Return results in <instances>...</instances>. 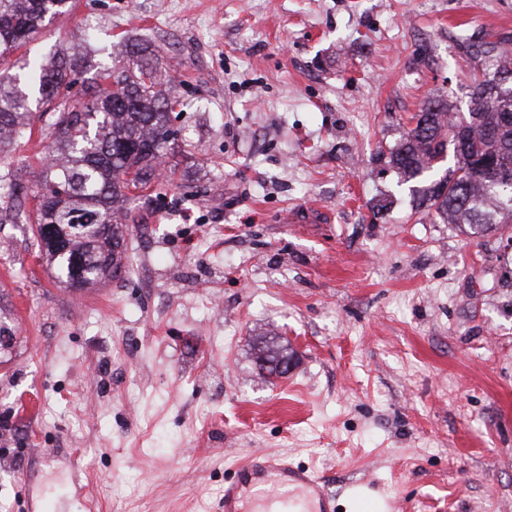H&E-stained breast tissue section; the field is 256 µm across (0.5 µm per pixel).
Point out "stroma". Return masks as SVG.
I'll return each mask as SVG.
<instances>
[{"label": "stroma", "mask_w": 512, "mask_h": 512, "mask_svg": "<svg viewBox=\"0 0 512 512\" xmlns=\"http://www.w3.org/2000/svg\"><path fill=\"white\" fill-rule=\"evenodd\" d=\"M151 46L185 106L129 201L132 269L60 286L0 212V512H219L255 451L335 512H512V227L462 234L382 161L425 102L468 112L512 0H75L19 55ZM0 158L33 188L51 140ZM287 342V375L255 338Z\"/></svg>", "instance_id": "obj_1"}]
</instances>
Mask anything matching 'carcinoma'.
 Listing matches in <instances>:
<instances>
[{
    "instance_id": "cac0c4a2",
    "label": "carcinoma",
    "mask_w": 512,
    "mask_h": 512,
    "mask_svg": "<svg viewBox=\"0 0 512 512\" xmlns=\"http://www.w3.org/2000/svg\"><path fill=\"white\" fill-rule=\"evenodd\" d=\"M70 0H0V57L37 39L45 26L69 11ZM91 35L70 54L49 61L28 60L19 73L0 75V154L26 136V118L32 107L51 101L78 71ZM129 63L118 70L103 68L91 78L86 99L66 101L53 108L49 123L51 161L43 165L40 190L30 211L8 202L16 224L36 225L37 243L56 282L65 288L75 276L84 288H95L122 274V249L129 216L119 211L134 190H144L159 175V165L182 152L171 131L170 112L181 100L175 86L162 90V75L139 52H127ZM496 71L474 79L470 92L475 119L461 145H448V105L430 100L413 116L415 124L402 134L386 156L388 165L412 189L418 205L454 224L466 235L486 237L512 223V185L498 184L494 175L474 176L472 158L497 155L499 164L512 167V125L501 113H512L511 96L489 101L493 83L512 77V56ZM453 152L454 166L437 175L440 163ZM112 225V233L92 230ZM257 359L271 375H280L278 363L294 359L286 345L258 338Z\"/></svg>"
}]
</instances>
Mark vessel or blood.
<instances>
[{
	"label": "vessel or blood",
	"instance_id": "b4317fda",
	"mask_svg": "<svg viewBox=\"0 0 512 512\" xmlns=\"http://www.w3.org/2000/svg\"><path fill=\"white\" fill-rule=\"evenodd\" d=\"M326 490L307 471L262 453L224 489V512H331Z\"/></svg>",
	"mask_w": 512,
	"mask_h": 512
}]
</instances>
